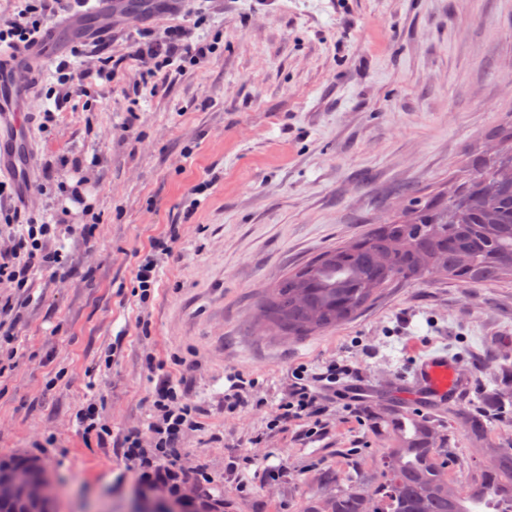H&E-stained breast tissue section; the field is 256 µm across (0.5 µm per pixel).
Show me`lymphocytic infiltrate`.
<instances>
[{
	"label": "lymphocytic infiltrate",
	"instance_id": "1",
	"mask_svg": "<svg viewBox=\"0 0 512 512\" xmlns=\"http://www.w3.org/2000/svg\"><path fill=\"white\" fill-rule=\"evenodd\" d=\"M77 8L82 0H16V10L0 15V46L10 47L31 42L45 27L48 19L59 16L62 2ZM131 30L142 32L143 37L132 43L127 56L115 60L101 52L89 55L85 68L75 67L68 60H60L55 68V81L46 90L47 99L55 104L69 103L75 88L84 82L99 79L107 83L132 73V96L142 91H158L169 83L173 73H185L199 68L219 51L214 41L189 42L182 22L171 21L152 28L134 22ZM85 238L95 232L87 224L70 226L43 224L37 218L23 219L20 210H0V335L15 336L18 317L14 297L28 286L32 271H48L64 278L69 259L62 249L52 247V240L63 231ZM190 224L170 225L166 235L157 239L148 250L137 252L136 263L129 278L130 294L141 306L151 302L159 281L161 267L173 260L176 244L193 232ZM180 354H171L169 361H158L154 355L144 359L148 376L157 380L149 393L151 416L139 428L114 433L102 415V404L92 400L76 413L81 434L100 441L116 437L120 460L125 472L134 475L145 490L164 491L166 498L186 502L193 506L206 505L212 475L191 470L183 457L184 442L191 436L204 433L200 406L186 388L165 374L167 365H181ZM349 366L329 364L326 372L308 377L305 366L292 370L288 391L278 404H271L257 390L254 379L236 374L224 394V423L232 426L244 418L257 417L264 421V432L251 438L254 457H264L266 442L271 433L290 422L306 426V437L323 432L328 425V407L323 404L319 383L335 386L341 378L349 376Z\"/></svg>",
	"mask_w": 512,
	"mask_h": 512
}]
</instances>
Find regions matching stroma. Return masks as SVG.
Segmentation results:
<instances>
[{"label": "stroma", "instance_id": "1", "mask_svg": "<svg viewBox=\"0 0 512 512\" xmlns=\"http://www.w3.org/2000/svg\"><path fill=\"white\" fill-rule=\"evenodd\" d=\"M194 36L222 45L206 66L173 74L168 88L142 93L130 139L115 131L129 105L120 86H91L33 132L38 169L51 172V198L74 186L69 160L83 163L90 212L103 219L95 249L66 237V283L33 272L17 308L19 369L0 379V456L43 460L59 483L62 512H146L135 478L111 443L83 437L75 413L99 396L114 431L149 416L146 353L168 359L223 432L193 463L215 478L223 512H301L304 502L374 480L389 445L379 418L417 393L416 363L442 352L461 360L460 404L425 407L448 440V474L466 485L477 452L454 425L457 408L478 417L489 442L512 448V282H408L355 320L320 336L285 341L255 320V282L342 240L460 173L468 147L512 97V0H224L196 18ZM251 73L239 83L240 73ZM249 126L250 140L238 129ZM404 135L396 139L393 128ZM208 188L189 200L199 182ZM120 196H112L111 186ZM172 224L203 225L160 269L159 289L141 308L127 287L134 248ZM359 359L330 410L343 423L306 439L293 422L274 435L285 463L274 474L252 460L247 432L260 421L224 425L226 375L257 377L279 403L288 371ZM364 395L359 415L348 396ZM54 431L53 447L38 433ZM338 475V484L323 474ZM246 482V493L236 489Z\"/></svg>", "mask_w": 512, "mask_h": 512}]
</instances>
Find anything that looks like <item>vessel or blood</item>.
<instances>
[{
  "label": "vessel or blood",
  "mask_w": 512,
  "mask_h": 512,
  "mask_svg": "<svg viewBox=\"0 0 512 512\" xmlns=\"http://www.w3.org/2000/svg\"><path fill=\"white\" fill-rule=\"evenodd\" d=\"M132 0H90L88 9L50 26L37 43L0 50V174L26 189L36 179L35 149L28 135L26 105L35 96L37 75L57 49L83 41L92 30L114 26L151 14L171 12L179 0H145L142 9ZM465 376L458 361L434 354L419 362L414 385L441 399L460 396Z\"/></svg>",
  "instance_id": "b4317fda"
}]
</instances>
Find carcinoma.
<instances>
[{
	"label": "carcinoma",
	"mask_w": 512,
	"mask_h": 512,
	"mask_svg": "<svg viewBox=\"0 0 512 512\" xmlns=\"http://www.w3.org/2000/svg\"><path fill=\"white\" fill-rule=\"evenodd\" d=\"M494 148L470 152L455 188L419 195L366 235L320 251L264 290L259 310L277 336L304 339L356 318L384 293L416 277L461 284L512 279V221L502 208L512 192V116L493 129ZM455 243L436 244L444 234ZM390 447L377 460L379 478L307 501L303 512H471L485 505L512 512V448H488L497 468L473 464L461 493L442 462L445 443L433 442L428 421L386 420ZM0 512H55L54 500L19 495L0 500Z\"/></svg>",
	"instance_id": "obj_1"
}]
</instances>
